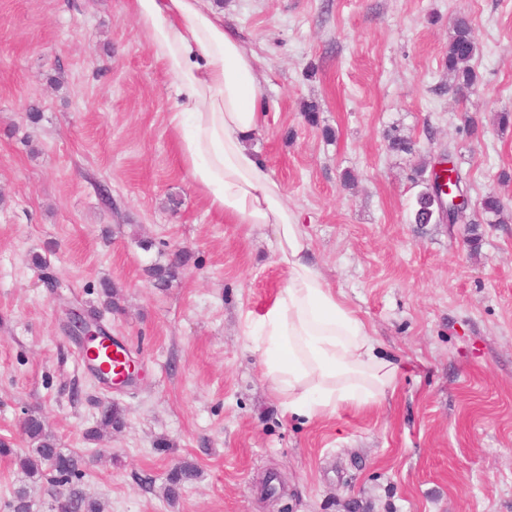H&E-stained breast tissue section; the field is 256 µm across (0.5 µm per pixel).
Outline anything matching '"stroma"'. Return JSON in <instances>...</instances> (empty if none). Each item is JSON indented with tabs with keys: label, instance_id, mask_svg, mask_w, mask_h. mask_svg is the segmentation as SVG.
<instances>
[{
	"label": "stroma",
	"instance_id": "1",
	"mask_svg": "<svg viewBox=\"0 0 512 512\" xmlns=\"http://www.w3.org/2000/svg\"><path fill=\"white\" fill-rule=\"evenodd\" d=\"M127 4L0 0V440L29 451L40 414L82 459L68 488L105 512H512V0H219L263 75L252 144L399 366L381 402L311 421L283 414L245 334L285 284L274 229L209 211L168 124L175 81ZM460 16L479 46L463 95L445 65ZM450 149L472 205L415 223L416 172ZM490 192L504 223L480 209ZM178 252L157 286L147 267ZM106 280L120 308L101 323L142 373L125 391L65 329ZM109 402L123 428L88 440ZM183 461L198 476L172 503ZM58 480L0 458V512L23 485L48 512ZM196 476L195 469L189 464H178L174 467L167 479L165 495L171 502H175L183 488V484Z\"/></svg>",
	"mask_w": 512,
	"mask_h": 512
}]
</instances>
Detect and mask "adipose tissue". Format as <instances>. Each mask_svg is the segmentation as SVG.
<instances>
[{
    "instance_id": "adipose-tissue-1",
    "label": "adipose tissue",
    "mask_w": 512,
    "mask_h": 512,
    "mask_svg": "<svg viewBox=\"0 0 512 512\" xmlns=\"http://www.w3.org/2000/svg\"><path fill=\"white\" fill-rule=\"evenodd\" d=\"M178 101L169 115L192 183L231 224L270 225L283 291L247 335L284 412L307 419L378 403L397 367L310 258L306 230L250 141L264 122L258 59L208 0H129Z\"/></svg>"
}]
</instances>
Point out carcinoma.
Instances as JSON below:
<instances>
[{
	"label": "carcinoma",
	"instance_id": "1",
	"mask_svg": "<svg viewBox=\"0 0 512 512\" xmlns=\"http://www.w3.org/2000/svg\"><path fill=\"white\" fill-rule=\"evenodd\" d=\"M478 53V46L472 34L469 21L461 16L453 23L451 34L448 38V50L446 64L448 74L453 80L456 91L463 92L471 89L477 75L472 65ZM417 185L421 189L415 195L414 222L417 224H436L438 220L432 210L435 208L433 198V186L420 179ZM481 210L487 214L501 219L504 211V204L499 196L494 193L486 194L480 202ZM178 265L175 263L152 264L147 268V273L159 286H165L177 275ZM124 426V410L116 403H108L100 408L96 420V427L89 431L88 439L95 440L103 432L118 431ZM22 428L27 437L31 450L28 454L21 456L18 452L9 448L6 444L0 443V456L13 457L20 469L30 477L40 476L43 468L55 463L56 471L60 476H66L81 464V459L71 454L61 452L56 446L54 436L47 430L42 417L30 415L22 423ZM196 476L195 469L189 464H179L174 467L168 477L165 487L167 499L174 502L178 499L183 484ZM74 499L78 503L79 512H103L102 505L91 497H86L80 492L72 490L68 493L60 491L57 493V500L68 501Z\"/></svg>",
	"mask_w": 512,
	"mask_h": 512
}]
</instances>
